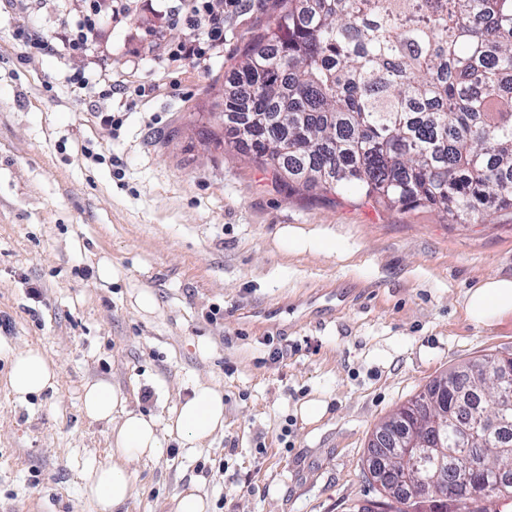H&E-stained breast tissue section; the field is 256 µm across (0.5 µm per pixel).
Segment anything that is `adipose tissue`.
<instances>
[{
  "label": "adipose tissue",
  "mask_w": 512,
  "mask_h": 512,
  "mask_svg": "<svg viewBox=\"0 0 512 512\" xmlns=\"http://www.w3.org/2000/svg\"><path fill=\"white\" fill-rule=\"evenodd\" d=\"M277 243L294 252H333L348 258L349 249L341 238L327 228L305 229L287 224L278 231ZM467 319L477 327H488L512 316V278H486L465 296ZM55 365L34 350L17 352L9 359V384L17 399L40 393L54 386ZM83 410L96 421L112 422V461L91 470L85 489L101 505L102 512H113L133 493L127 463L156 457L161 443L154 418L133 411L120 412L124 398L106 382L85 386ZM169 427L188 444L198 448L224 428V395L207 384L197 385L191 397L175 410Z\"/></svg>",
  "instance_id": "1"
}]
</instances>
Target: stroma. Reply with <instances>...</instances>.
<instances>
[{"instance_id": "obj_1", "label": "stroma", "mask_w": 512, "mask_h": 512, "mask_svg": "<svg viewBox=\"0 0 512 512\" xmlns=\"http://www.w3.org/2000/svg\"><path fill=\"white\" fill-rule=\"evenodd\" d=\"M30 7L51 39L83 4ZM273 8H225L218 52L171 64L192 32L159 0L105 17L90 54L57 59L31 50L0 8V512H99L83 487L111 460V426L81 409L98 381L156 418L162 441L129 464L134 494L116 512H172L190 486L209 512H351L379 497L366 459L381 420L451 367L512 356V317L478 329L463 306L488 276L512 277L511 211L450 224L291 191L225 144L224 89ZM88 66L154 91L111 129L96 115L120 95L68 82ZM90 143L106 163L85 159ZM285 224L338 232L352 260L276 247ZM143 290L153 313L136 303ZM22 350L55 361L58 377L19 400L6 376ZM200 383L223 391L224 430L189 448L167 422ZM311 399L326 406L314 423L300 414Z\"/></svg>"}]
</instances>
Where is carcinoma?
<instances>
[{
  "mask_svg": "<svg viewBox=\"0 0 512 512\" xmlns=\"http://www.w3.org/2000/svg\"><path fill=\"white\" fill-rule=\"evenodd\" d=\"M224 90V141L292 189L353 193L429 209L450 224L512 210V0H276ZM470 413L494 382L448 370L432 382ZM481 448L493 475L448 479V497L415 498L398 471L378 484L388 512H491L512 496V429L441 448L461 473Z\"/></svg>",
  "mask_w": 512,
  "mask_h": 512,
  "instance_id": "1",
  "label": "carcinoma"
}]
</instances>
